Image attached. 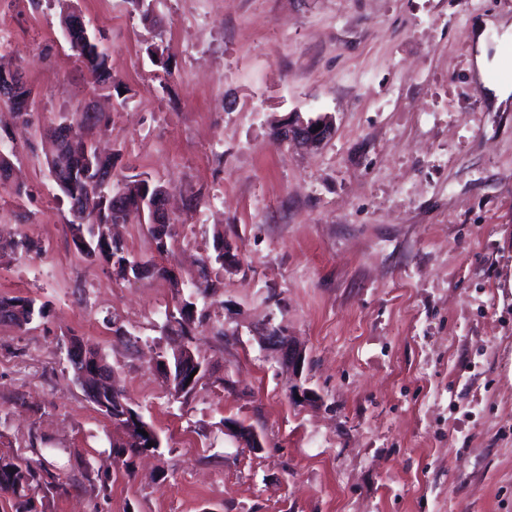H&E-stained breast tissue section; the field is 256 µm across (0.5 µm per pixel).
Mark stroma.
Masks as SVG:
<instances>
[{"instance_id": "1", "label": "stroma", "mask_w": 512, "mask_h": 512, "mask_svg": "<svg viewBox=\"0 0 512 512\" xmlns=\"http://www.w3.org/2000/svg\"><path fill=\"white\" fill-rule=\"evenodd\" d=\"M71 3L104 34L114 88L91 83L58 7L0 0V63L33 114L0 102V238L37 246L0 254V298L44 310L0 321V454L59 476L37 512H512V102L473 59L479 30L497 54L512 0H154L151 23L128 0ZM87 104L113 182L170 194L167 254L145 225L112 227L158 263L138 279L78 252L46 164L44 130ZM295 113L332 116V137L280 140ZM218 242L232 265L206 264ZM187 301L181 337L166 322ZM269 325L302 347L301 374ZM74 337L157 452L117 456ZM184 343L204 373L178 396L155 361ZM10 308L9 320L17 327L22 328L30 324L36 317L43 316V308H36L33 299L27 297H11L0 299V311ZM87 352L92 358L103 359L99 352L86 345ZM89 355L86 353V350L83 346L80 345L76 338L70 340L69 348H68V359L69 362L74 366L75 370V381L82 387L84 386L89 394V398L93 401L99 408L106 410L107 408L110 411H113L112 402L108 403L105 400L104 395L107 394L109 399L117 405L119 411H123L124 415L119 416L120 419L129 418L130 423L136 422L138 424L139 414L134 409L130 408L123 400V395L120 390L116 389L112 399V381L111 375L107 368H105L104 364L98 360H91Z\"/></svg>"}]
</instances>
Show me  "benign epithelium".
I'll use <instances>...</instances> for the list:
<instances>
[{
	"label": "benign epithelium",
	"mask_w": 512,
	"mask_h": 512,
	"mask_svg": "<svg viewBox=\"0 0 512 512\" xmlns=\"http://www.w3.org/2000/svg\"><path fill=\"white\" fill-rule=\"evenodd\" d=\"M70 17L68 19V30L71 33H77L91 40L88 27L82 14L74 9H68ZM23 84L8 76L5 73L0 74V96H8L17 104V108L24 111L29 108L30 94L22 93ZM319 130H314V127ZM280 138L285 141H292L300 145L316 147L329 139L334 130L332 117L324 115L308 121L303 120L300 115L288 120V123L279 126ZM48 137L55 141L57 146L56 154L49 155L48 165L54 170L61 166L66 160L80 155V149L75 140L72 139L67 125H60L48 133ZM166 195L156 196L148 207L142 210V213L149 214V224L152 226L153 235L158 244L166 243L167 232V214L165 210ZM265 340L281 348L284 359L288 362V367L294 373H299L304 363L303 350L292 343L284 336L278 328H267L264 331ZM69 362L74 366L75 381L86 388L89 398L99 408L105 410L117 405L118 410L124 412V417L135 422L138 420V412L130 408L123 400V396L112 393L111 375L104 364L98 360H93L86 353L83 346L77 339L70 340L68 348ZM182 367V375H189L187 368L193 367L197 371H202V367L197 365V360L190 349L184 345L177 351L172 359H163L159 363V368L167 376L172 377V368L174 365ZM224 429L233 433L235 437L246 448H261L259 434L251 428L244 427L230 420L224 421Z\"/></svg>",
	"instance_id": "7a95c632"
}]
</instances>
